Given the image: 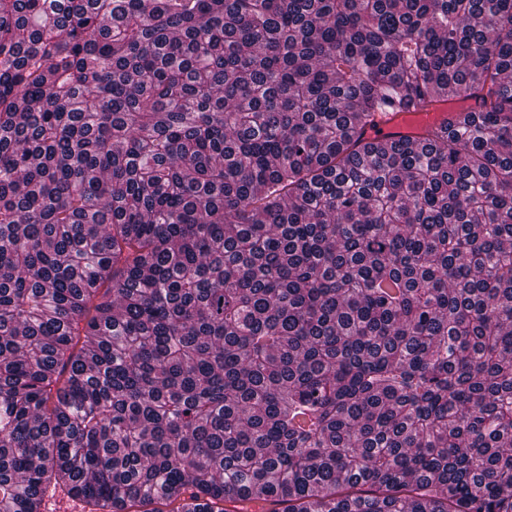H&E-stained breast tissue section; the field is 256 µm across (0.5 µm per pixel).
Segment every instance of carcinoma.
Masks as SVG:
<instances>
[{
	"mask_svg": "<svg viewBox=\"0 0 512 512\" xmlns=\"http://www.w3.org/2000/svg\"><path fill=\"white\" fill-rule=\"evenodd\" d=\"M50 487L512 512V0H0V512ZM481 100L477 97H462L453 103L431 104L427 108L416 107L402 112H383L374 125L364 130L368 139L399 140L414 137L428 127L441 126L457 112H478Z\"/></svg>",
	"mask_w": 512,
	"mask_h": 512,
	"instance_id": "cac0c4a2",
	"label": "carcinoma"
}]
</instances>
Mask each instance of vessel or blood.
<instances>
[{
  "instance_id": "obj_1",
  "label": "vessel or blood",
  "mask_w": 512,
  "mask_h": 512,
  "mask_svg": "<svg viewBox=\"0 0 512 512\" xmlns=\"http://www.w3.org/2000/svg\"><path fill=\"white\" fill-rule=\"evenodd\" d=\"M480 109V99L466 96L448 104L437 103L402 112H385L377 117L374 125L365 128L364 136L380 140L412 137L427 128L443 125L456 113L477 112Z\"/></svg>"
}]
</instances>
